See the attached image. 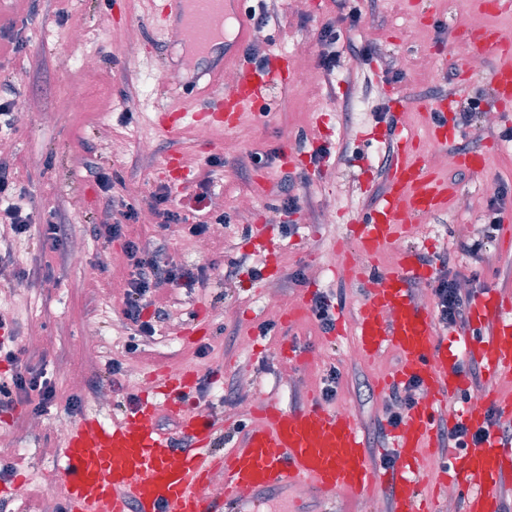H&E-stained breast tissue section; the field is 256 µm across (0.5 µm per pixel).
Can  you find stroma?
<instances>
[{"label":"stroma","instance_id":"stroma-1","mask_svg":"<svg viewBox=\"0 0 512 512\" xmlns=\"http://www.w3.org/2000/svg\"><path fill=\"white\" fill-rule=\"evenodd\" d=\"M65 19H58L57 9ZM277 20L264 29L263 57L275 54L292 57L301 43L314 44L316 31L326 20L336 17L335 0H278ZM381 17L362 16L349 36L358 44H371V54L362 59L342 58L331 76L318 65L308 70L291 67L292 83L274 91L267 115L245 113L238 125L225 132L219 142L198 138L197 126L184 121L176 136H168L154 125V107L168 103V86L149 79L156 63L178 56L170 38L160 37L149 13L147 0H40L28 8L25 0H0V17L14 20L26 46L17 54L0 56V76L11 77L20 98L37 99L43 111L56 115L53 124L32 117L27 124L6 126L0 122V150L12 157L20 169L25 194L22 205L38 212L55 211L69 227L70 243L81 244L83 264H73L68 251L44 248L38 232L14 242V260L6 264L0 277V308L13 317L14 329L26 345V362L45 369L56 385L52 407L42 414L43 426L30 428L31 410L17 408L0 412V430L11 437V447L1 453L13 471L0 479L7 486L5 496L17 505L18 487H26V512H45L40 497L44 477L56 476L62 448L53 432L56 424L71 422V401H78L82 413H98L104 421L124 418L134 410L152 372L165 370L171 360L194 370L204 392H192L188 405L207 411L223 425V451H230L242 435L238 424L259 419V407L249 412L230 411L222 399L239 377L253 381L264 398L286 408L302 406L309 396H322L323 378L337 370L336 396L328 409L349 410L360 433H367L384 420L388 389L381 383L399 367L396 351L385 350L372 357L352 355L355 319L365 296L359 278L336 272L333 247L350 246V226L370 209V200L383 178L380 167L392 151L385 137L386 123L372 112L352 115L353 130L344 134L342 112L358 97L374 103H388L397 119V130L425 137L433 126L435 99L426 97L423 65L447 68L457 88L456 101L463 104L477 97L487 86L496 59L485 61L477 70L468 62L466 42L471 29L491 27L512 31V9L481 12L476 0H382ZM135 27L140 51L128 58L122 51V37ZM81 30V48L68 49L71 30ZM93 56L97 70L85 79L78 70L83 55ZM402 58L411 69L403 79L391 73L393 59ZM79 94L85 101L80 112L69 111L67 98ZM481 111L498 113L496 129L482 128L486 173L467 175L459 184V194L445 210L427 216L431 240L400 239L396 246H383L373 269L396 268L401 249L437 257L455 247L458 237H479L484 215L492 202V184L512 185V140L499 138L498 131L512 127V100L484 103ZM112 131L113 146H105L101 125ZM151 140L153 155H143L141 140ZM298 145L292 168L279 160L255 166L251 156L268 155L289 145ZM328 157L315 161L319 150ZM171 154L181 157L194 182L182 191H173L176 208L190 218L224 212L229 222L211 239L207 255L196 250V239L179 226L162 229L156 223L132 224L130 235L164 242L176 261L198 263L208 258L217 265L209 279L192 294L191 308L175 306L169 322L136 353L125 345L130 335L123 326V291L128 278L122 240L110 242L94 238L91 225L111 221L112 213L99 198L88 167L119 172L124 185L118 195L146 207L152 193L165 184L159 167ZM221 165L207 167L211 157ZM210 172L207 200H199L197 177ZM296 176L295 192L300 212L285 215L277 211L284 175ZM250 198L251 212H242L239 202ZM331 223H323V213ZM274 228L273 253L252 251L246 239L256 226ZM491 251L492 266L462 256L458 266L465 274L476 275L471 288L475 295L490 289L512 300V240L497 238ZM237 261L235 274H227L228 261ZM30 270L28 281H19L18 269ZM324 294L335 308L344 312L337 334L322 332L312 313L294 324L269 320L267 309L279 305L282 311L301 304L306 292ZM209 322V336L187 338L197 321ZM273 323L271 337L260 328ZM95 324L100 347L91 354L85 348L84 328ZM42 336L30 343L32 332ZM251 337L250 349H242V337ZM299 351L297 362L282 358L286 341ZM123 370L108 377L110 362ZM75 369L87 378L76 390L67 380Z\"/></svg>","mask_w":512,"mask_h":512}]
</instances>
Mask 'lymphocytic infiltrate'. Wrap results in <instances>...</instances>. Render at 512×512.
I'll use <instances>...</instances> for the list:
<instances>
[{
	"mask_svg": "<svg viewBox=\"0 0 512 512\" xmlns=\"http://www.w3.org/2000/svg\"><path fill=\"white\" fill-rule=\"evenodd\" d=\"M379 0H365L364 7L351 8L336 18L327 20L318 31L317 41L323 46L320 64L324 72L330 73L338 66L343 55L362 58L370 49L341 39L340 26L343 23H357L363 13H377ZM93 179L99 188L107 208L118 210L121 219L112 224H98L93 228L97 238L112 240L124 238V252L132 266L131 277L124 291L123 316L128 325L139 335L154 336L158 323L168 318V304L174 294L181 289L194 290L207 279L208 265H187L178 263L168 254L166 248L158 243L141 242L125 239L124 227L138 221L136 206L114 195L115 179L108 173L97 171ZM19 171L14 160L0 157V198L5 205L0 208V220L9 224L12 233L20 235L29 232L31 227H38L42 242L49 249H62L67 241V229L53 217L41 216L35 210H27L14 204V195L23 194ZM457 278L440 277L433 287L432 296L440 323L444 326L462 331L468 326V307L470 293L458 288ZM0 353L13 366L9 380L0 382V410H13L23 405H34L42 411L50 405L56 395L54 381L46 372L24 364L21 361L25 353L15 335L5 336L0 341ZM487 424L478 429H471L466 422L459 421L449 429L443 430L441 440L448 448L479 447L487 437V430L500 426L495 408H488ZM503 436L512 437V427L500 426Z\"/></svg>",
	"mask_w": 512,
	"mask_h": 512,
	"instance_id": "lymphocytic-infiltrate-1",
	"label": "lymphocytic infiltrate"
}]
</instances>
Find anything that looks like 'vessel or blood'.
<instances>
[{
    "label": "vessel or blood",
    "instance_id": "vessel-or-blood-1",
    "mask_svg": "<svg viewBox=\"0 0 512 512\" xmlns=\"http://www.w3.org/2000/svg\"><path fill=\"white\" fill-rule=\"evenodd\" d=\"M243 0H154L155 22L165 28L191 31L189 87L198 91L193 117L216 131L237 125L243 112H266L275 89L287 87L290 74L279 57L261 67L239 55L251 28ZM475 51L497 58L489 82L498 98L512 97V46L488 28L474 39ZM238 59V80L224 83L228 60ZM449 99L437 108L430 136L447 144L458 131L448 124ZM457 187L442 180L424 162L418 142L404 141L394 154L385 190L372 212L358 220L350 235L355 252L371 259L383 245L403 234V224L446 207ZM426 264L411 249L398 266L369 287L356 323V348L373 356L386 348L400 355L395 381L419 379L427 396L409 409L400 430L391 435L396 456L392 467L377 470L351 417L338 415L319 402L285 409L264 402V416L225 456L215 453L216 426L182 402L196 374L155 373L153 392L166 396L177 414L184 447H175L155 424L152 403L141 402L123 421L108 423L86 414L71 422L64 440L62 479L66 512H254L263 499L287 501L295 486L307 485L316 512H336L339 489L369 492L386 484L388 512H435L434 501L417 489L418 450L442 423L447 401L463 395L467 380L451 364L438 340L430 307L412 296L413 281L425 279ZM468 319L479 334L469 343L471 357L492 376H512V308L495 291H487L469 308ZM224 469V489L204 498L199 488L215 467ZM441 470L467 493L466 512H506L505 490H512V442L490 432L483 444L442 460Z\"/></svg>",
    "mask_w": 512,
    "mask_h": 512
}]
</instances>
